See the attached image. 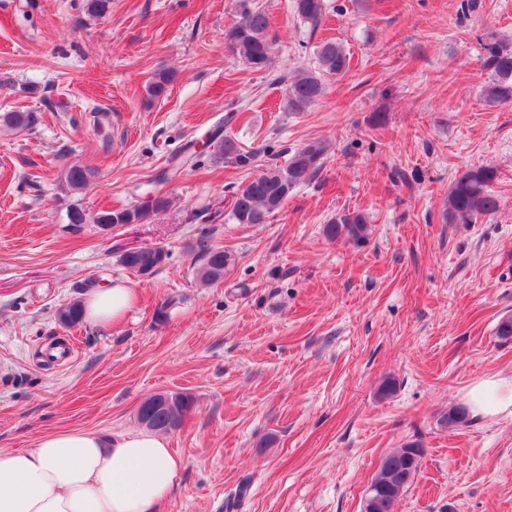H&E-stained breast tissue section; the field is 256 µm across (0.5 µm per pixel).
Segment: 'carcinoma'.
I'll return each mask as SVG.
<instances>
[{
    "label": "carcinoma",
    "instance_id": "cac0c4a2",
    "mask_svg": "<svg viewBox=\"0 0 512 512\" xmlns=\"http://www.w3.org/2000/svg\"><path fill=\"white\" fill-rule=\"evenodd\" d=\"M239 22L226 34L229 52L255 70L265 71L272 64V38L269 35V18L254 6L253 0H237ZM294 14L300 21L316 26L325 13V0H293ZM484 66L491 72L483 96L490 103H512V44L499 40L484 43ZM350 67V56L344 47L332 40L322 42L317 50L315 70L301 71L287 84L288 108L300 112L319 99L324 92V79L344 77ZM174 74L168 70L156 72L149 83L148 94L152 99L162 97L173 82ZM34 123L30 112H4L0 114V126L20 131ZM211 145L216 154L235 163L240 168L253 165L255 155L242 150L231 138L217 129L212 132ZM328 144L323 140H310L296 147L283 165H269L260 174L248 180L236 191L230 210L236 224H264L266 219L281 210L293 191L314 179L321 170L328 154ZM497 179L492 167L479 166L463 170L455 176L448 191V222L474 224L480 217L494 214L498 200L491 187ZM88 171L80 165H72L64 173L65 190L73 192L84 187ZM165 199H154L152 209L143 207L122 210H101L92 215L71 206L67 208L68 224H141L151 212L164 207ZM323 232L330 240L343 238L355 244L366 242L371 234L368 216L361 212H341L324 226ZM162 247L143 249L135 254L124 253L120 263L135 272L140 269L154 270L168 258ZM234 264V256L222 247H204L202 263L195 270L196 279L203 285L224 280V275ZM58 321L65 327L82 323L81 303L74 301L57 312ZM191 397L183 394H155L142 401L137 410L139 422L147 429L168 432L176 428L192 408ZM467 421L466 412L457 407L443 413L438 423L444 430L453 431ZM425 450L415 442L388 454L372 485L386 480L387 473L394 474V484L388 496L385 512H393V506L403 496L410 482L419 472Z\"/></svg>",
    "mask_w": 512,
    "mask_h": 512
}]
</instances>
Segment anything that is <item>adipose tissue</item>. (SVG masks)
<instances>
[{
    "label": "adipose tissue",
    "instance_id": "obj_1",
    "mask_svg": "<svg viewBox=\"0 0 512 512\" xmlns=\"http://www.w3.org/2000/svg\"><path fill=\"white\" fill-rule=\"evenodd\" d=\"M133 301L127 285L97 288L84 299L83 315L108 327ZM465 403L475 418L511 411L512 379L477 383ZM181 468L167 440L153 432H54L31 448L0 449V512H157Z\"/></svg>",
    "mask_w": 512,
    "mask_h": 512
}]
</instances>
